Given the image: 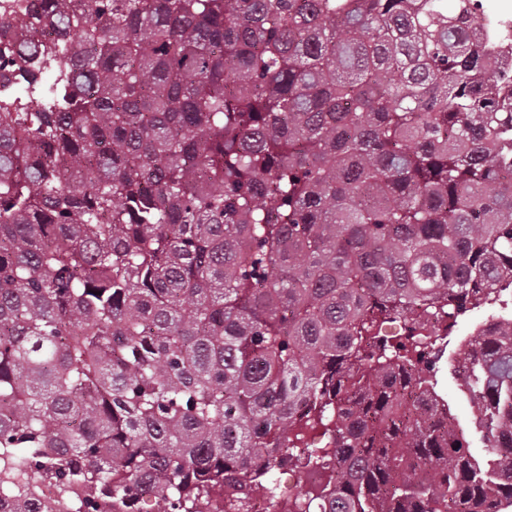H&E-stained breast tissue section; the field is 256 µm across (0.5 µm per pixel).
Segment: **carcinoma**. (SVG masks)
Masks as SVG:
<instances>
[{
    "label": "carcinoma",
    "mask_w": 512,
    "mask_h": 512,
    "mask_svg": "<svg viewBox=\"0 0 512 512\" xmlns=\"http://www.w3.org/2000/svg\"><path fill=\"white\" fill-rule=\"evenodd\" d=\"M476 8L18 0L0 512H281L317 429L336 467L288 512L512 508V322L458 353L467 423L422 349L512 287V56Z\"/></svg>",
    "instance_id": "1"
}]
</instances>
